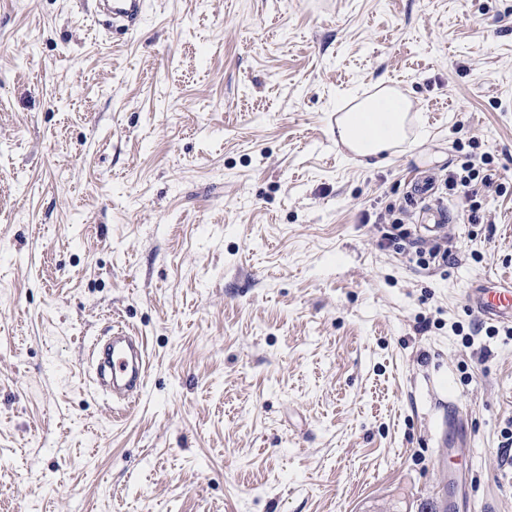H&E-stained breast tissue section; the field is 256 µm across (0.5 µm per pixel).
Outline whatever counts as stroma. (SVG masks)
I'll return each mask as SVG.
<instances>
[{"instance_id": "1", "label": "stroma", "mask_w": 512, "mask_h": 512, "mask_svg": "<svg viewBox=\"0 0 512 512\" xmlns=\"http://www.w3.org/2000/svg\"><path fill=\"white\" fill-rule=\"evenodd\" d=\"M0 0V512H512V0ZM401 90L381 167L336 117ZM489 157L452 267L386 202ZM142 336L141 398L93 380ZM458 425L443 437L441 419ZM104 4H110L113 22L123 21L132 25L139 20L144 7L143 0H111ZM409 243L411 248H415L414 253L416 257V263L423 269H426V266L429 267L430 262H438V265L443 263L450 266L455 265L458 261V256L443 244L437 243L436 245L426 250V248L423 246H418V242L412 240V242ZM495 288H476L469 294L471 307L488 320L512 319V280L488 277Z\"/></svg>"}]
</instances>
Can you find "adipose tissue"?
I'll return each instance as SVG.
<instances>
[{"label":"adipose tissue","instance_id":"adipose-tissue-1","mask_svg":"<svg viewBox=\"0 0 512 512\" xmlns=\"http://www.w3.org/2000/svg\"><path fill=\"white\" fill-rule=\"evenodd\" d=\"M410 103L385 88L362 98L337 121L339 143L363 163H381L382 155L409 140Z\"/></svg>","mask_w":512,"mask_h":512}]
</instances>
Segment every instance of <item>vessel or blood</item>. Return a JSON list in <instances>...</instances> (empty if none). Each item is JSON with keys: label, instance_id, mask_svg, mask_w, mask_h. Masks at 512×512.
Wrapping results in <instances>:
<instances>
[{"label": "vessel or blood", "instance_id": "vessel-or-blood-1", "mask_svg": "<svg viewBox=\"0 0 512 512\" xmlns=\"http://www.w3.org/2000/svg\"><path fill=\"white\" fill-rule=\"evenodd\" d=\"M143 7L144 0H111L109 10L113 20L133 24L139 20ZM431 196L428 190L418 194L419 199L426 203L421 219L427 222L428 232H440L448 221V210L432 204ZM469 302L486 319H512V280L494 279L492 287L471 292ZM95 350L97 374L101 384L111 388L113 398L126 400L138 397L146 380L140 338L117 332L108 342L96 345Z\"/></svg>", "mask_w": 512, "mask_h": 512}]
</instances>
